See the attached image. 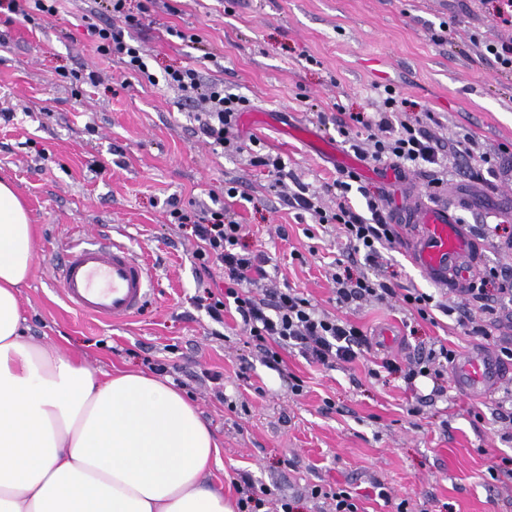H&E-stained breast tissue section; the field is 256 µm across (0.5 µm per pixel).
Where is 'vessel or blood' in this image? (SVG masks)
Listing matches in <instances>:
<instances>
[{
    "mask_svg": "<svg viewBox=\"0 0 512 512\" xmlns=\"http://www.w3.org/2000/svg\"><path fill=\"white\" fill-rule=\"evenodd\" d=\"M400 221L418 227L404 243L414 266L438 287L466 286L480 262L481 247L455 208L416 201L404 208ZM53 270L69 308L111 322L140 311L153 284L147 263L126 245L102 236L66 241ZM505 374L503 364L480 348L467 351L453 368L455 385L470 398L493 393Z\"/></svg>",
    "mask_w": 512,
    "mask_h": 512,
    "instance_id": "vessel-or-blood-1",
    "label": "vessel or blood"
}]
</instances>
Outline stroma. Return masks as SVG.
Returning a JSON list of instances; mask_svg holds the SVG:
<instances>
[{
	"instance_id": "obj_1",
	"label": "stroma",
	"mask_w": 512,
	"mask_h": 512,
	"mask_svg": "<svg viewBox=\"0 0 512 512\" xmlns=\"http://www.w3.org/2000/svg\"><path fill=\"white\" fill-rule=\"evenodd\" d=\"M493 0H131L132 34L150 57V71L195 68L202 82L222 83L247 98L241 139L259 138L281 156L320 203L324 184L341 168L326 154H349L335 125L319 115L373 112L390 86L407 101L406 115L425 121L440 140L476 136L494 161L512 151V73L482 55L484 40L512 39L492 20ZM97 0H62L58 15L27 23L0 13V180L13 185L37 227L33 270L19 294L25 334L36 346L84 360L93 370L153 372L167 377L197 406L219 454L205 474L225 497L249 474L269 500L300 501L298 512H330L329 493L342 488L359 512H512V420L500 408L512 377L488 398L462 397L452 379L443 392L428 379L408 384L382 369L447 346L499 351L512 321L478 336L436 314L411 316L400 303L364 301L337 308L326 265L338 255L314 218L288 205V191L248 152L215 151L197 132L199 105L163 84L126 73L100 55L90 35L100 23ZM389 166L370 164L363 185L388 210L423 194L427 178L409 171L389 181ZM236 183L231 207L250 225L251 249L276 259L278 280L327 311L374 335L386 326L391 344L376 343L355 361L326 370L283 353L284 372L265 367L236 320L216 327L197 296L218 291L224 274L199 272L190 234L168 223L171 200L209 204L211 193ZM483 195L459 209L472 225L486 268L512 269V220L494 211L512 204L495 173ZM95 229L127 244L156 271L155 292L119 324L83 317L63 302L52 276L55 252L79 231ZM381 278L398 288L435 292L402 245L388 251ZM222 336H215V329ZM219 382L202 378V371ZM304 382L291 393L290 377ZM324 495L309 498L313 486Z\"/></svg>"
}]
</instances>
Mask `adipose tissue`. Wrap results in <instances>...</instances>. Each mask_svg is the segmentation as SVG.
<instances>
[{
	"instance_id": "ef3b65f1",
	"label": "adipose tissue",
	"mask_w": 512,
	"mask_h": 512,
	"mask_svg": "<svg viewBox=\"0 0 512 512\" xmlns=\"http://www.w3.org/2000/svg\"><path fill=\"white\" fill-rule=\"evenodd\" d=\"M36 227L0 181V512H235L203 473L219 449L196 408L141 372L98 377L23 334Z\"/></svg>"
}]
</instances>
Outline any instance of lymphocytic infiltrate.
I'll use <instances>...</instances> for the list:
<instances>
[{
    "label": "lymphocytic infiltrate",
    "mask_w": 512,
    "mask_h": 512,
    "mask_svg": "<svg viewBox=\"0 0 512 512\" xmlns=\"http://www.w3.org/2000/svg\"><path fill=\"white\" fill-rule=\"evenodd\" d=\"M127 0H102L109 22L91 28L96 50L105 56L119 57L127 70L148 75V57L131 36L138 26L136 17L128 13ZM164 81L177 88L185 99L203 98L207 107L197 113L198 131L214 148L228 152L241 151L235 131L239 114L249 104L248 99L225 93L222 84H202L196 69L184 67L166 71ZM402 100L394 88L385 94L373 113L352 112L339 122L338 133L347 137L351 150L358 156L376 162L392 161L402 169L428 171L429 187L443 184L449 159L465 162L464 174H480L491 165L490 154L480 151L472 134L465 133L441 142L421 126L402 118ZM359 174L341 172L327 193L333 194L336 206L327 210L318 203L316 193L304 183H296L288 197L294 209L310 214L324 231L335 233L344 243V250L355 261L362 262L359 273L333 268L330 281L337 307L347 308L360 301L391 302L400 299L410 315L431 319L434 311L454 317L457 325L471 323L470 307L485 312L500 308L512 314V272L486 271L481 282L466 289L467 305L451 306L434 295L411 288L406 293L396 289L376 274L383 250L392 248L398 234L374 195H366L365 211H358L350 194ZM170 223L188 228L197 242L193 253L196 265L209 270L217 265L224 271V290L220 294L200 297L198 304L217 323L223 322L227 308H234L241 328L250 344L258 349L264 365L279 369L282 351H297L308 363L327 369L356 360L369 347L363 330L352 322L320 310L304 293L290 287H280L270 278L268 258L251 251L245 243V225L239 224L229 206L199 210L192 206L175 205L168 212ZM496 284L497 305L487 302L488 284Z\"/></svg>",
    "instance_id": "1"
}]
</instances>
